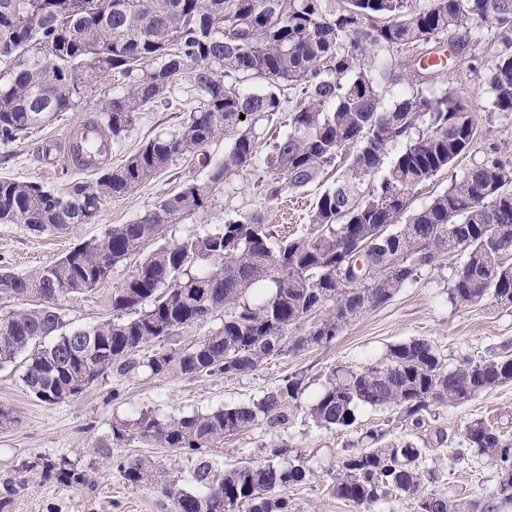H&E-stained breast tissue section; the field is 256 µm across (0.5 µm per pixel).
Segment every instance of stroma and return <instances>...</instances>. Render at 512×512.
I'll return each mask as SVG.
<instances>
[{"mask_svg": "<svg viewBox=\"0 0 512 512\" xmlns=\"http://www.w3.org/2000/svg\"><path fill=\"white\" fill-rule=\"evenodd\" d=\"M453 80L476 112L487 141L512 145V127L501 124L489 112L490 92L485 82L464 66ZM191 90V73L186 70L177 76L167 102L142 113L134 128L113 146L112 164H120L156 135L176 132ZM82 118L79 112L64 113L28 140L0 147V178L34 181L54 190L75 180L93 181V174L64 168L37 155L38 145L62 137ZM284 120V113L279 112L257 124V167L228 176L213 191L203 211L170 225L163 239L146 242L141 254L113 269L105 285L61 297L58 307L66 320L85 327L111 318L112 296L135 270L142 254L217 228L238 215L255 212L265 223L276 225L280 234H306L309 212L318 194L333 186L343 170L334 165L327 167L320 181L307 191L286 192L278 199H268L262 186L265 162L274 134L284 130ZM224 147V138H215L206 156L214 161L221 159ZM203 157L179 159L132 192L104 202L90 224H74L59 234H39L22 224H0V268L18 273L34 271L56 261L74 245L100 235L108 226L133 223L155 204L178 192L185 182L206 181ZM450 264V258H441L439 266L422 271L416 282L401 288L389 303L351 323L333 343L287 353L242 376L183 380L108 372L79 397L48 405L31 396L21 379L19 364L0 367V404L10 408L15 417L7 427H0V482L21 475L27 480L25 490L14 496L10 512H168L152 487L128 485L116 464L134 458L158 462L163 479L189 490L193 487L190 456L135 440L108 445L116 419L150 411L162 416L207 412L226 404L247 403L295 374L304 375V396L309 399L321 390L332 369L361 368L379 360L390 345L411 339L433 341L451 362L463 354L478 359L501 351L503 345H512V313L487 303L456 306L449 301ZM473 419L483 420L512 437V383L482 393L464 406L440 409L435 425L448 436L442 446H434L431 430H415V442L427 450L424 465L435 472V479L426 483V490L449 495L462 492L486 502L496 484L494 468L486 460L471 456L456 466L448 464L449 451L460 445L464 423ZM380 428L396 435L404 432L388 410L362 409L356 423L342 430L318 427L302 410L287 428H252L225 440L223 447L210 449L209 457L220 467L241 459L262 464L271 444H286L290 449L287 461L303 456L311 471L306 481L281 490L292 500L296 512H354L330 492L336 464L367 431ZM39 457L67 458L85 471L90 487L68 488L44 480L39 471H25V463Z\"/></svg>", "mask_w": 512, "mask_h": 512, "instance_id": "1", "label": "stroma"}]
</instances>
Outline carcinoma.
<instances>
[{
    "mask_svg": "<svg viewBox=\"0 0 512 512\" xmlns=\"http://www.w3.org/2000/svg\"><path fill=\"white\" fill-rule=\"evenodd\" d=\"M493 32L495 52L487 84L493 109L512 125V0H0V146L24 141L49 115L84 109L89 91L115 75L120 85L96 110L93 122L112 142L140 114L171 94L175 76L192 69L193 101L180 130L158 134L95 181H74L63 191L28 181L0 180V224H23L54 234L84 224L106 199L122 197L177 159L203 151L217 136L228 140L224 158L211 162L204 183L191 182L132 224H116L54 263L19 275L0 271V299L26 307L0 315V366L23 361L22 381L38 401L57 404L89 389L105 372L175 375L197 380L257 370L286 352L334 341L365 313L387 302L445 255L451 303L488 301L512 312V160L496 144L484 149L448 189L411 209L412 192L455 169L481 137L478 117L449 79L435 81L425 58L455 46L457 65L472 67L483 42L473 22ZM266 82L243 92L240 79ZM300 89L288 107V129L267 161L266 193L278 198L318 182L324 168L347 161L342 178L324 191L310 214V231L288 239L255 215L195 234L147 255L112 296V318L73 327L59 297L105 284L115 266L170 224L206 207L212 189L229 174L255 168L254 127L283 111L281 90ZM397 97L387 107L384 97ZM245 118H240V115ZM397 149L385 174L365 184ZM348 277L336 279L337 266ZM495 267L480 285L474 274ZM224 310L207 336L176 344L180 331ZM512 382L508 349L480 359L446 362L428 339L389 347L361 369L331 372L307 405L326 429L355 424L360 409H388L420 429L436 410L462 406ZM306 389L290 376L261 398L208 412L161 419L151 412L117 420L112 440H140L194 456L187 491L161 478L146 459L122 461L132 486L150 485L172 512H294L278 494L307 480L300 463L275 460L282 444L267 449L264 464L218 468L205 454L224 438L253 427H286ZM470 453L497 473L493 499L512 503V438L482 420L461 432ZM371 445L339 461L332 495L356 512H373L392 494L415 501L417 512H478V501L424 490L434 472L422 468L426 449L386 431L366 432ZM44 479L67 487L88 483L65 458L29 463ZM25 479L4 483L0 512H9Z\"/></svg>",
    "mask_w": 512,
    "mask_h": 512,
    "instance_id": "obj_1",
    "label": "carcinoma"
}]
</instances>
